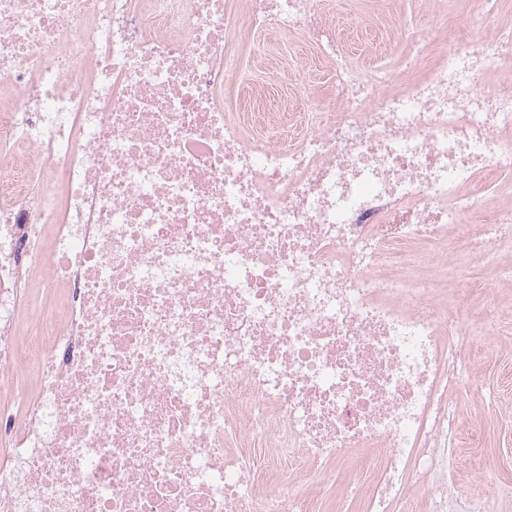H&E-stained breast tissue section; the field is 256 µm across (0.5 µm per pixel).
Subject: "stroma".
<instances>
[{"instance_id": "obj_1", "label": "stroma", "mask_w": 512, "mask_h": 512, "mask_svg": "<svg viewBox=\"0 0 512 512\" xmlns=\"http://www.w3.org/2000/svg\"><path fill=\"white\" fill-rule=\"evenodd\" d=\"M419 0H335L328 11L329 23L346 45L351 62L400 66L395 37L379 22L383 9L410 21L417 28L428 24L419 11ZM238 66L245 72L243 85L226 89L231 110L265 111L269 102L281 99L293 85L294 74L315 91L332 82L318 52L286 36L254 34L238 52ZM469 356L467 380L455 393L460 412V443L448 457V490L452 498L481 497L493 512H512V334L486 340L475 338L465 344ZM373 450L361 452L358 462L337 466L336 481L329 485L324 502L336 512H359L366 486L360 470L374 463Z\"/></svg>"}]
</instances>
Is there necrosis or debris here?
<instances>
[{
    "label": "necrosis or debris",
    "instance_id": "1",
    "mask_svg": "<svg viewBox=\"0 0 512 512\" xmlns=\"http://www.w3.org/2000/svg\"><path fill=\"white\" fill-rule=\"evenodd\" d=\"M421 8L391 71L312 0H0V512H309L365 448L363 512H447L448 281L512 292V20ZM268 28L332 71L313 111L226 107Z\"/></svg>",
    "mask_w": 512,
    "mask_h": 512
}]
</instances>
